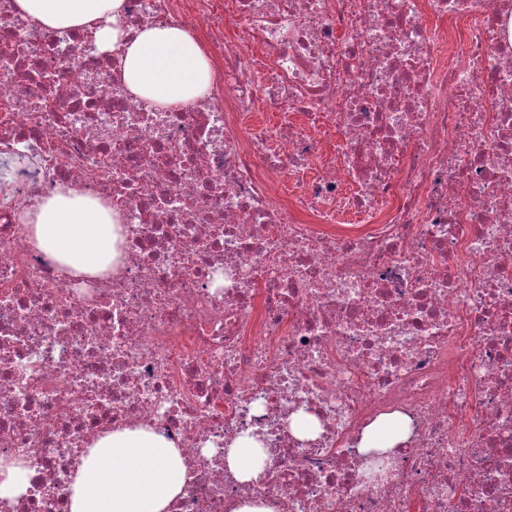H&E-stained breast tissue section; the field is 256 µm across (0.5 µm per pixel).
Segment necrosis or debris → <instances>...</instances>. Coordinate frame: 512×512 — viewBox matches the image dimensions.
I'll return each instance as SVG.
<instances>
[{
	"label": "necrosis or debris",
	"instance_id": "necrosis-or-debris-1",
	"mask_svg": "<svg viewBox=\"0 0 512 512\" xmlns=\"http://www.w3.org/2000/svg\"><path fill=\"white\" fill-rule=\"evenodd\" d=\"M122 21L184 30L204 93L133 97L117 54L0 0V456L29 470L0 512H69L88 445L136 426L184 457L172 512H512V0H125ZM61 186L120 215L111 274L32 244ZM393 413L408 437L373 461ZM244 432L271 460L251 483L224 468ZM392 425L393 429L387 433L385 428ZM407 426L396 416L381 417L366 428L361 441V450L364 452H386L400 442L407 439Z\"/></svg>",
	"mask_w": 512,
	"mask_h": 512
}]
</instances>
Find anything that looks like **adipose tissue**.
Instances as JSON below:
<instances>
[{"label": "adipose tissue", "instance_id": "1", "mask_svg": "<svg viewBox=\"0 0 512 512\" xmlns=\"http://www.w3.org/2000/svg\"><path fill=\"white\" fill-rule=\"evenodd\" d=\"M124 0H15L19 13L51 33L91 31L99 50H121V79L132 95L175 106L201 95L211 65L183 30L153 26L129 32L122 24ZM34 245L71 277L110 270L118 257L120 218L111 207L73 188H60L29 213ZM395 416L366 428L365 452H385L406 440ZM270 460L250 435L224 450V464L242 482L258 480ZM187 480L184 459L173 443L145 427L100 436L83 456L69 485L70 512H171Z\"/></svg>", "mask_w": 512, "mask_h": 512}]
</instances>
